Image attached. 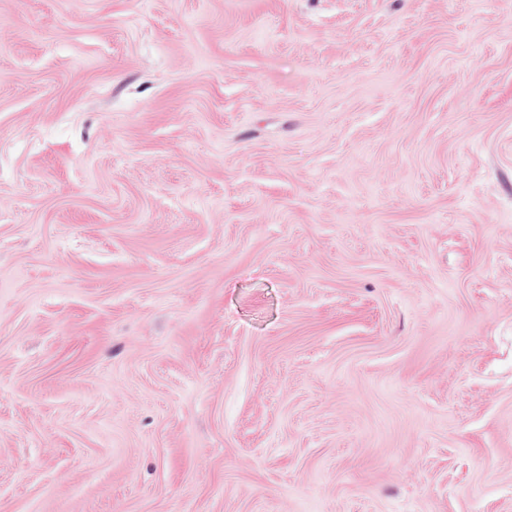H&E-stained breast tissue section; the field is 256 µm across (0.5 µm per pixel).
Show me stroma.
<instances>
[{"mask_svg":"<svg viewBox=\"0 0 512 512\" xmlns=\"http://www.w3.org/2000/svg\"><path fill=\"white\" fill-rule=\"evenodd\" d=\"M0 512H512V0H0Z\"/></svg>","mask_w":512,"mask_h":512,"instance_id":"obj_1","label":"stroma"}]
</instances>
